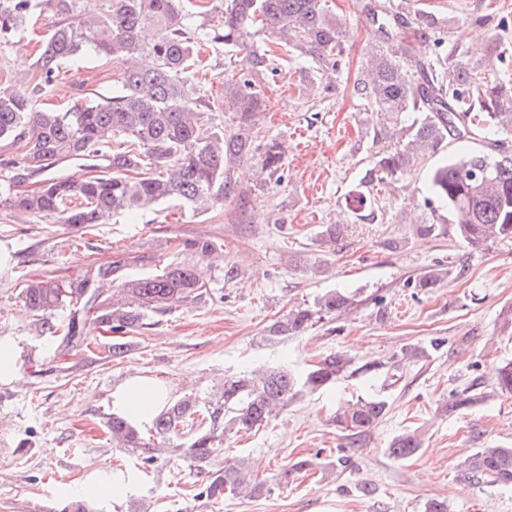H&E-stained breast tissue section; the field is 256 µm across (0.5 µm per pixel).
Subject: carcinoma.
<instances>
[{"label":"carcinoma","mask_w":512,"mask_h":512,"mask_svg":"<svg viewBox=\"0 0 512 512\" xmlns=\"http://www.w3.org/2000/svg\"><path fill=\"white\" fill-rule=\"evenodd\" d=\"M184 0H108L102 8L80 9L75 0H0V43L20 31L32 14L52 12L62 21L46 41L34 66L43 91L52 85L63 62L93 51L123 67L121 86L99 101H82L62 112L31 108L21 86L0 88V142L22 152L0 161L9 175L0 182V206L23 216L53 215L70 226L100 224L112 214H136L167 200L195 210L214 196L248 205L238 189L234 169L256 162L268 180L282 181L285 157L274 139L259 142L256 116L265 109L259 80L277 72L266 51L253 45L254 36L270 30L280 45L315 65L314 74L340 66L344 32L326 7V0H224V18L203 32V38L245 52L242 68L224 80V104L234 114L233 129L207 126V102L191 80L197 73L198 40L191 31ZM420 35H435L442 46L433 60L421 59L399 12H374L370 22L380 45L367 53L365 78L356 91L367 110L383 117L373 140H397L375 156L362 184L396 180L407 169L437 153L448 140L481 138V149L434 168L430 175L429 208L448 209L456 234L480 247L512 237V85L490 84L467 54L440 37L438 18L420 15ZM127 146L114 147L120 138ZM109 155L106 168L86 176L65 175L58 167L68 160ZM38 179L33 191L16 184ZM359 219L368 217L367 196L356 191L348 202ZM341 224H324L322 248L344 236ZM224 244L211 238L185 239L180 251L208 257ZM128 259L91 266L69 278L43 277L21 289L23 307L36 317L40 335L58 347L73 350L88 344L96 332L115 337L146 326L150 315L200 299V282L187 259L140 277L124 276ZM352 298L327 291L313 304L298 305L268 328L266 339L300 336L336 316ZM353 360L338 352L308 370L296 373L259 368L224 377L220 395L196 393L167 401L152 418L148 435L121 411L107 422L118 448H150L161 442L184 449L202 477L197 498L219 504L226 497L260 490L239 460L231 467L209 468L221 451L224 436L250 433L268 424L276 412L306 392H315L343 378ZM474 382L444 411L466 409L482 398ZM495 389L512 394V362L498 370ZM382 399H359L336 414V424L356 434L375 426L387 412ZM418 435H398L389 453L400 459L415 455ZM470 478L494 485H512V447L481 448L465 460Z\"/></svg>","instance_id":"cac0c4a2"}]
</instances>
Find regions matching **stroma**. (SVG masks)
Here are the masks:
<instances>
[{
    "label": "stroma",
    "instance_id": "1",
    "mask_svg": "<svg viewBox=\"0 0 512 512\" xmlns=\"http://www.w3.org/2000/svg\"><path fill=\"white\" fill-rule=\"evenodd\" d=\"M350 36L333 84L309 79L308 65L269 33L255 37L277 69L264 86L267 107L260 129L287 148L281 183H257L250 166L235 175L250 197L247 211L235 201L211 202L194 212L170 200L136 219L116 215L89 228L55 218H25L0 208V242L12 250L10 269L0 272V337L21 349L22 383L0 384V512H60L65 500L85 495L91 484L121 483L119 495L95 498L96 512H424L427 501H446L448 512H512V489L479 483L464 460L477 449L512 446V395L494 389L498 368L512 362V331L502 315L512 309V238L472 248L447 224L424 238L415 228L431 213L432 168L473 150L450 141L412 166L397 182L370 191L374 218L361 221L345 208L375 150L367 131L378 125L365 111L353 84L366 48L378 39L369 24L373 8L436 14L446 39L463 43V31L481 33L468 46L489 81L512 84V28L499 31L493 17L512 18V0H327ZM47 13L10 43L0 45V87L23 83L35 110H64L92 94L111 95L121 67L110 58L80 56L66 62L50 89L36 91L33 63L41 41L57 24ZM203 69L195 84L210 103L209 124L230 127L224 77L243 65L242 53L203 44ZM323 224H342L343 238L327 251L322 272L297 267L313 253ZM210 237L224 244V263L194 257L205 271L209 293L155 315L150 326L125 335L128 350L115 359L102 334L90 349L64 351L41 338L19 297L26 280L73 277L115 253L134 257L128 273L148 274L182 261L176 241ZM239 275L225 281L224 268ZM435 275V288L413 283ZM330 289L347 293L351 309L302 336L269 343L265 330L299 304ZM422 356L405 358L409 348ZM344 352L355 365L381 363L336 385L297 397L269 424L225 437L210 466L221 469L248 459L261 494L211 504L196 499L198 478L182 453L146 465L139 450L113 447L106 421L114 395L135 375L161 385L168 398L215 392L225 375L285 365L298 370ZM481 382L485 401L443 412L457 393ZM388 403L379 424L349 436L334 422L338 409L357 399ZM419 435L422 446L407 459L388 448L401 433ZM348 460L336 465L338 457ZM313 463L294 481L282 474L294 462Z\"/></svg>",
    "mask_w": 512,
    "mask_h": 512
}]
</instances>
